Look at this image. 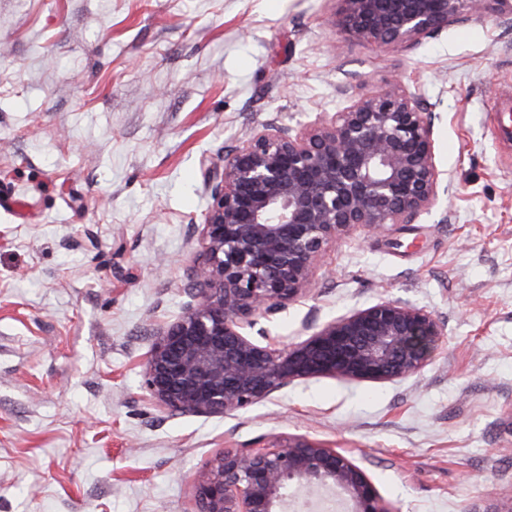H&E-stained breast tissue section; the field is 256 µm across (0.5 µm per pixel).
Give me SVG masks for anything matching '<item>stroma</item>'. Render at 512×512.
Here are the masks:
<instances>
[{"label": "stroma", "mask_w": 512, "mask_h": 512, "mask_svg": "<svg viewBox=\"0 0 512 512\" xmlns=\"http://www.w3.org/2000/svg\"><path fill=\"white\" fill-rule=\"evenodd\" d=\"M335 20V0H0V512H196L224 450L290 439L344 451L390 512H512V158L487 112L512 16L388 49ZM398 77L446 193L337 241L256 329L285 345L397 299L442 325L427 366L226 417L155 406L146 356L191 301L204 160Z\"/></svg>", "instance_id": "1"}]
</instances>
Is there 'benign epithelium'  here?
Instances as JSON below:
<instances>
[{"instance_id":"7a95c632","label":"benign epithelium","mask_w":512,"mask_h":512,"mask_svg":"<svg viewBox=\"0 0 512 512\" xmlns=\"http://www.w3.org/2000/svg\"><path fill=\"white\" fill-rule=\"evenodd\" d=\"M336 27L377 48L415 46L512 0H337ZM211 205L192 260L193 303L157 333L144 389L182 414L227 416L315 377L387 382L419 373L443 336L431 312L381 299L277 347L249 334L311 285L351 229L407 224L440 192L432 125L402 81L294 129L270 121L207 167ZM334 491L349 512H390L347 455L301 440L226 449L194 481L198 512H283L288 489Z\"/></svg>"}]
</instances>
